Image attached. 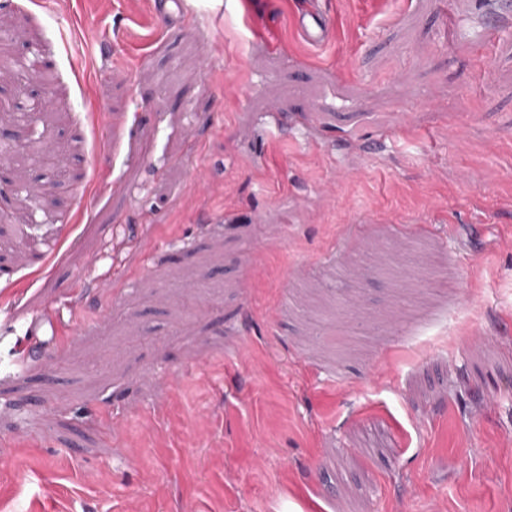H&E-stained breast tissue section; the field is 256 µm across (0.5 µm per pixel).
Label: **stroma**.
I'll list each match as a JSON object with an SVG mask.
<instances>
[{"instance_id":"1","label":"stroma","mask_w":512,"mask_h":512,"mask_svg":"<svg viewBox=\"0 0 512 512\" xmlns=\"http://www.w3.org/2000/svg\"><path fill=\"white\" fill-rule=\"evenodd\" d=\"M296 2L0 0V512H512V0ZM305 7L297 14V25L303 35L311 42L320 44L329 35L330 25L315 7L317 0H306ZM60 147L53 144L48 146L42 139L29 140L26 144L21 145L20 149L13 144V140H0V162L2 159L10 161L13 165L20 166L25 160H34L35 157L47 158L57 163V176H65L67 170L63 162L58 159Z\"/></svg>"}]
</instances>
